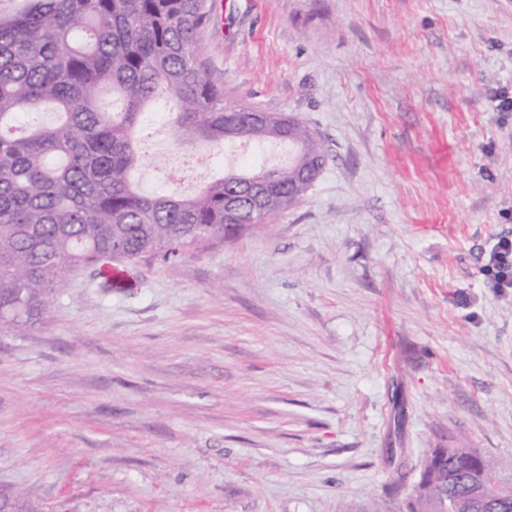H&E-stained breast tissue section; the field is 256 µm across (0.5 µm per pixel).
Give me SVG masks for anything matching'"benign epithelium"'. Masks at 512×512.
Returning a JSON list of instances; mask_svg holds the SVG:
<instances>
[{
  "label": "benign epithelium",
  "instance_id": "obj_1",
  "mask_svg": "<svg viewBox=\"0 0 512 512\" xmlns=\"http://www.w3.org/2000/svg\"><path fill=\"white\" fill-rule=\"evenodd\" d=\"M446 461H448V451L442 449L435 454L432 472L438 477V481L447 485L464 482L468 486V493L452 501L449 512H512L511 501L489 493L482 456L476 453L470 455L469 475L465 477L450 469Z\"/></svg>",
  "mask_w": 512,
  "mask_h": 512
}]
</instances>
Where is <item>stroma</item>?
<instances>
[{"mask_svg": "<svg viewBox=\"0 0 512 512\" xmlns=\"http://www.w3.org/2000/svg\"><path fill=\"white\" fill-rule=\"evenodd\" d=\"M226 95L326 164L278 223L66 275L0 321V498L39 512H410L432 448L512 481V0H205ZM151 127L143 192L181 165ZM287 150L233 145L215 168ZM490 277V287L495 292L512 288V239L499 238L492 246L484 265Z\"/></svg>", "mask_w": 512, "mask_h": 512, "instance_id": "1", "label": "stroma"}]
</instances>
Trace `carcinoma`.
<instances>
[{
  "label": "carcinoma",
  "mask_w": 512,
  "mask_h": 512,
  "mask_svg": "<svg viewBox=\"0 0 512 512\" xmlns=\"http://www.w3.org/2000/svg\"><path fill=\"white\" fill-rule=\"evenodd\" d=\"M207 17L204 0H0V320L42 317L68 272L271 224L305 196L288 192L289 166L229 170L192 195L137 186L139 134L169 98L174 142L205 144L202 162L236 138L325 162L294 116L268 112L254 133L257 108L225 96L201 59ZM41 111L52 120L18 126Z\"/></svg>",
  "instance_id": "1"
}]
</instances>
